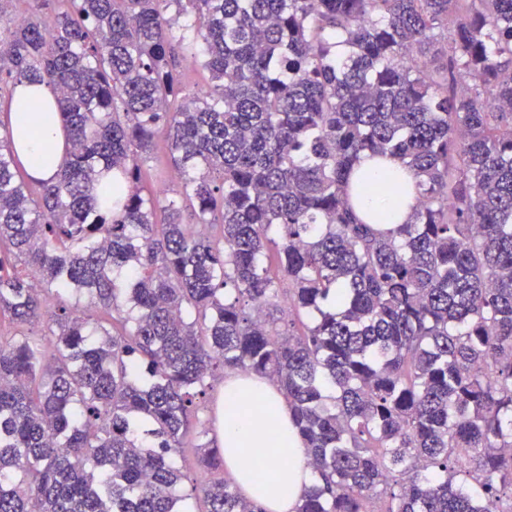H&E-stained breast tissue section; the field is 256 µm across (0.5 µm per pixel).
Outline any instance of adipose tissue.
Wrapping results in <instances>:
<instances>
[{
  "label": "adipose tissue",
  "mask_w": 512,
  "mask_h": 512,
  "mask_svg": "<svg viewBox=\"0 0 512 512\" xmlns=\"http://www.w3.org/2000/svg\"><path fill=\"white\" fill-rule=\"evenodd\" d=\"M21 144L27 171L36 179L54 177L64 164L60 123L40 122ZM224 395L218 435L226 473L246 498L261 503L266 512H295L311 483V468L286 398L267 377L231 370L224 376Z\"/></svg>",
  "instance_id": "adipose-tissue-1"
}]
</instances>
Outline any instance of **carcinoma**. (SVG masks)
<instances>
[{
    "mask_svg": "<svg viewBox=\"0 0 512 512\" xmlns=\"http://www.w3.org/2000/svg\"><path fill=\"white\" fill-rule=\"evenodd\" d=\"M40 2L0 9V96L52 86L67 150L34 199L0 134V512H190L174 453L224 471L193 419L226 368L288 400L297 512H512V0ZM159 130L174 196L140 187ZM403 168L412 221L360 218Z\"/></svg>",
    "mask_w": 512,
    "mask_h": 512,
    "instance_id": "obj_1",
    "label": "carcinoma"
}]
</instances>
